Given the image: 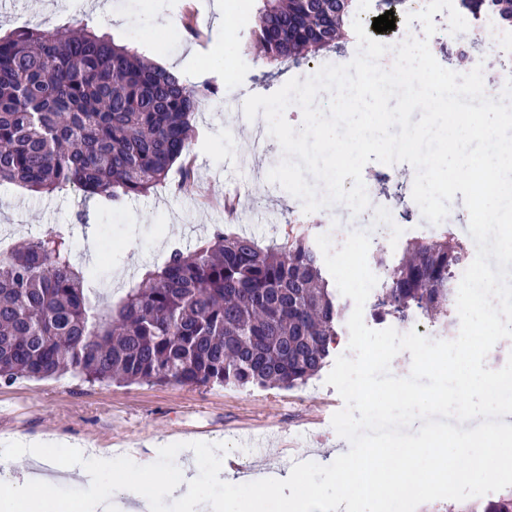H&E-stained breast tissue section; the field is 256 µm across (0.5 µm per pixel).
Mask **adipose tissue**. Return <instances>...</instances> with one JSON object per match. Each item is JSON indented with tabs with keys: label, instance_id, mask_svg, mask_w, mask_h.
<instances>
[{
	"label": "adipose tissue",
	"instance_id": "1",
	"mask_svg": "<svg viewBox=\"0 0 512 512\" xmlns=\"http://www.w3.org/2000/svg\"><path fill=\"white\" fill-rule=\"evenodd\" d=\"M56 443L16 438L5 450L8 459L21 462L20 477L12 478L8 496H0V512H66L58 500L40 497L47 484L45 475L31 470L34 462L46 460L56 451ZM64 470L95 488V495L82 501L83 512H127L137 505L138 512H157L159 503L180 498L192 504L194 512H224L225 497H233L239 512H266L268 502L283 481L281 475L264 472L236 476L229 467L220 441H213L207 453L181 445L172 446V464L133 456L94 453L85 448H67ZM209 472L221 483L226 496L210 495L201 479Z\"/></svg>",
	"mask_w": 512,
	"mask_h": 512
}]
</instances>
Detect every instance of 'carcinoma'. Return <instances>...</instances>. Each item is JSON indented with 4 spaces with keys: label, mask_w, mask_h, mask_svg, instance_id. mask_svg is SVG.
Segmentation results:
<instances>
[{
    "label": "carcinoma",
    "mask_w": 512,
    "mask_h": 512,
    "mask_svg": "<svg viewBox=\"0 0 512 512\" xmlns=\"http://www.w3.org/2000/svg\"><path fill=\"white\" fill-rule=\"evenodd\" d=\"M461 5L512 27V0ZM357 12L358 0H263L250 40L267 59L297 62L338 46ZM439 43L450 60L482 51L478 41ZM198 107L196 88L90 31L20 27L0 37V182L119 207L167 184L179 160L187 190ZM376 260L374 318L447 316L460 244L433 236ZM91 276L74 264L66 226L0 254V380L72 371L92 382L289 390L324 368L346 310L309 235L263 247L228 223L188 252L172 250L106 312L89 301ZM458 512H512V492Z\"/></svg>",
    "instance_id": "1"
}]
</instances>
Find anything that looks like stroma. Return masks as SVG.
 <instances>
[{"instance_id": "obj_1", "label": "stroma", "mask_w": 512, "mask_h": 512, "mask_svg": "<svg viewBox=\"0 0 512 512\" xmlns=\"http://www.w3.org/2000/svg\"><path fill=\"white\" fill-rule=\"evenodd\" d=\"M185 1L109 0L112 12L124 18L115 26L93 18L90 0H18L17 5L0 10V36L49 20L92 27L152 63L161 57L183 59L186 48H194L195 59L184 67L182 77L190 86L214 90L213 107L200 109L194 119L197 189L193 193L165 186L129 198L117 210L103 198H88L74 190L30 193L17 184H0V235L15 243L38 236L53 224L69 225L74 260L92 270L90 296L103 307L116 305L143 270L162 266L170 250L193 249L215 225L225 223L223 208L203 205L201 199L223 196L227 172H241L250 198L259 202L250 220L258 240L279 242L285 235L299 234L307 218L301 201L268 180L267 161L258 159L251 148L252 127L241 125L236 113L225 111L224 100L243 91L272 94L289 79L306 78L326 64H347L358 52L353 42L340 53L323 50L295 64H270L248 43L261 0H241L242 11L225 14L220 26L206 13L208 0H189L203 33L199 39L182 29ZM228 41L238 46L230 56V67L210 68L212 52ZM415 175V168L403 162L372 161L363 169L370 201L401 229L385 247L391 259L401 255L409 238L446 230L456 235L469 221L459 195L441 224L423 219L412 197ZM326 378L322 372L290 390L94 383L72 372L45 380H1L0 440L21 435L54 437L86 448L126 446L162 461L168 441L203 449L220 439L249 472L257 468L255 457L241 449L239 433L262 435L271 430L275 439L267 462H281L287 469L299 461L326 465L336 451L350 448L332 426V417L344 402Z\"/></svg>"}]
</instances>
